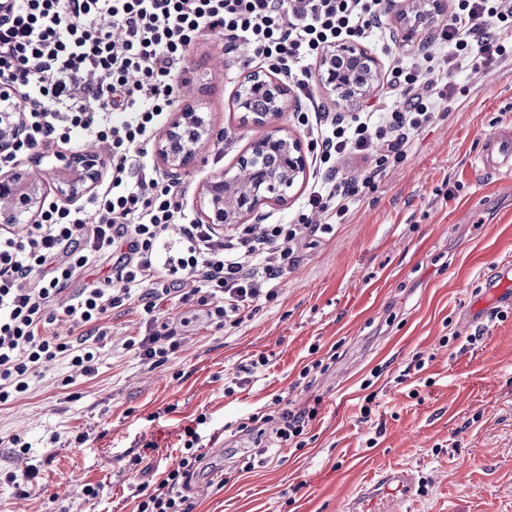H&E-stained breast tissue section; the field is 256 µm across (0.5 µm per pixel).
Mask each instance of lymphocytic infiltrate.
I'll return each mask as SVG.
<instances>
[{"label":"lymphocytic infiltrate","mask_w":512,"mask_h":512,"mask_svg":"<svg viewBox=\"0 0 512 512\" xmlns=\"http://www.w3.org/2000/svg\"><path fill=\"white\" fill-rule=\"evenodd\" d=\"M387 0H11L0 23V79L24 101L28 151L78 136L104 146L108 180L82 208L46 204L23 230L0 226V405L26 394L43 366L67 361L95 375L108 313L136 300L143 332L125 350L159 366L180 346L163 322L172 302L205 306L218 325L273 301L295 262V246L315 234L308 215L341 221L359 194L337 182L336 166L386 140L376 171L400 161L411 134L447 111L448 81L423 77L417 63L394 66L379 125L309 119L321 169L294 224H242L228 234L189 218L183 191L146 157L166 112L178 105L176 82L190 45L222 29L228 45L246 42L254 59L309 86V61L329 44L377 31ZM495 27H488V20ZM512 51V0H456L427 62L448 72L491 64ZM180 237L166 258L158 250L171 225ZM111 262L102 279L78 284L90 267ZM66 322L69 333L57 332ZM198 415L179 436L180 455L153 491L135 490L136 512H193L187 492L204 459Z\"/></svg>","instance_id":"1"}]
</instances>
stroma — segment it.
Wrapping results in <instances>:
<instances>
[{"mask_svg":"<svg viewBox=\"0 0 512 512\" xmlns=\"http://www.w3.org/2000/svg\"><path fill=\"white\" fill-rule=\"evenodd\" d=\"M444 2L403 47L393 39L403 22L388 7L367 48L382 74L374 99L390 90L393 59L413 61L432 44L454 6ZM185 65L181 103L198 108L213 132L179 181L196 220L202 181L234 171L269 128L242 124L236 107L245 76L264 67L246 45L227 50L223 33L208 32ZM309 70L310 99L283 119L303 141L298 112L317 105L340 120L352 116L321 87L318 62ZM450 84L452 108L413 133L402 161L374 178L370 157L339 163L338 178L359 184L358 199L344 223L299 244L276 299L234 327L217 326L196 303L173 305L169 324L182 345L156 367L123 348L140 333L128 301L106 319L95 376L56 361L0 406V435L31 445L22 459L0 444V512H136L134 487L157 485L177 459L182 427L202 413L205 446L224 451L206 455L207 470L191 483L194 512H343L359 486L391 466L416 474L409 512H512V300L468 321L477 297L512 267V177L476 163L483 143L512 126V57L457 71ZM261 354L269 364L259 379L233 388ZM369 394L375 406L366 419ZM278 397L298 412L316 408L304 447H278L273 421L236 432L274 410ZM80 432L88 435L82 444L74 441ZM150 440L155 449L144 450ZM29 464L39 475L22 496L5 475ZM87 483L102 484L103 495L85 496Z\"/></svg>","mask_w":512,"mask_h":512,"instance_id":"obj_1","label":"stroma"}]
</instances>
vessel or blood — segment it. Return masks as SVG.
<instances>
[{
	"label": "vessel or blood",
	"instance_id": "obj_1",
	"mask_svg": "<svg viewBox=\"0 0 512 512\" xmlns=\"http://www.w3.org/2000/svg\"><path fill=\"white\" fill-rule=\"evenodd\" d=\"M478 160L488 169L512 170V127H505L485 144ZM416 477L407 467L381 472L373 485L361 488L346 504L347 512H406L414 498Z\"/></svg>",
	"mask_w": 512,
	"mask_h": 512
}]
</instances>
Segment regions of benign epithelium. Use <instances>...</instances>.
Returning <instances> with one entry per match:
<instances>
[{
	"label": "benign epithelium",
	"mask_w": 512,
	"mask_h": 512,
	"mask_svg": "<svg viewBox=\"0 0 512 512\" xmlns=\"http://www.w3.org/2000/svg\"><path fill=\"white\" fill-rule=\"evenodd\" d=\"M402 17H420L443 10V0H398ZM320 79L324 87L341 100H359L379 85L381 72L377 60L354 41L339 42L321 56ZM243 86L266 97V109L252 110V94H239L237 109L242 119L255 124L269 125L271 131L255 141L250 152L239 158L234 174L227 172L212 176L201 185L198 208L201 223L260 224L266 219L263 208L283 204L287 192L307 175V158L300 140L277 126L278 120L290 107V90L280 79L263 70L245 77ZM24 111L16 88L7 81L0 82V155L12 156L24 135ZM196 110L187 106L173 114L166 133L155 144V153L172 180L181 178L198 161V144L211 137ZM275 156L278 167L255 169L258 159ZM44 151L33 150L25 160L14 161L0 168V225L34 224L48 195L47 182H52L54 201L74 204L93 193L101 183L110 164L109 156L95 146L82 150L57 152L58 165L46 171L41 168Z\"/></svg>",
	"instance_id": "benign-epithelium-1"
}]
</instances>
